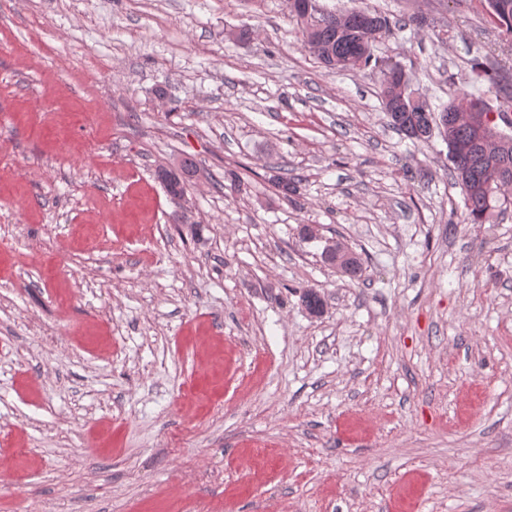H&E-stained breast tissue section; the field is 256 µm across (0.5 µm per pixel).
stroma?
<instances>
[{
    "instance_id": "stroma-1",
    "label": "stroma",
    "mask_w": 512,
    "mask_h": 512,
    "mask_svg": "<svg viewBox=\"0 0 512 512\" xmlns=\"http://www.w3.org/2000/svg\"><path fill=\"white\" fill-rule=\"evenodd\" d=\"M319 5L425 16L375 56L498 108L478 0ZM296 32L284 0H0V512H512V198L468 223L443 139ZM341 244L336 241V251L325 252V247L322 250V258L330 263L339 266L342 271L348 276L355 278L362 270L361 258L353 252H341L337 246Z\"/></svg>"
}]
</instances>
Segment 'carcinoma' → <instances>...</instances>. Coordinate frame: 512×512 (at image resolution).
<instances>
[{"instance_id": "cac0c4a2", "label": "carcinoma", "mask_w": 512, "mask_h": 512, "mask_svg": "<svg viewBox=\"0 0 512 512\" xmlns=\"http://www.w3.org/2000/svg\"><path fill=\"white\" fill-rule=\"evenodd\" d=\"M288 14L299 26V44L303 49L313 45L318 54L315 58L319 63L329 69L357 70L369 69L377 79L379 97L383 111L386 112L389 125L402 135L414 141H426L433 129L448 126L451 138L447 143L454 141H468L471 133L466 122L459 116L458 107L465 101L473 99V95L462 92L452 102L441 106L440 113H435L427 102L417 98L411 99L412 92H407L403 104H396L399 97L396 75L402 69L396 65L382 62L373 54L374 43L379 40L396 36L409 24L420 28L427 24L423 16H416L409 20L390 17L380 12H372L361 8H351L343 13L345 21H337L338 14L332 12L322 13L318 27H309L304 15L298 12L302 7V0H286ZM486 15V21L498 29L512 33V0H480ZM373 34L372 42L363 41L366 32ZM448 157L452 164V176L464 194L465 207L468 218L472 224H483L486 218L495 209V202L499 201L497 194L486 195L477 189V186L487 181L490 171L503 165L504 173L511 177L508 182L502 183L506 191L512 190V136L499 134V148L485 147L475 144L465 154H459L453 147H448ZM193 165L185 163L172 170L157 171L158 178L179 186L186 191L187 178ZM278 194L284 199L294 202L299 195L297 182L284 175H274L271 178ZM322 258L339 266L348 276L355 278L362 270L361 258L353 252L339 250L322 252Z\"/></svg>"}]
</instances>
